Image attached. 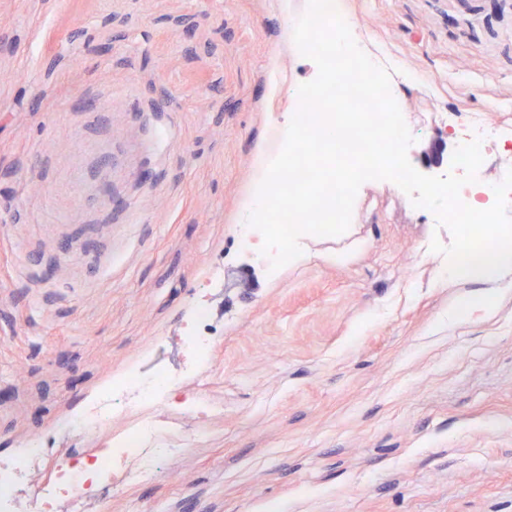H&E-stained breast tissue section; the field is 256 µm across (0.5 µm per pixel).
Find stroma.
<instances>
[{
	"mask_svg": "<svg viewBox=\"0 0 512 512\" xmlns=\"http://www.w3.org/2000/svg\"><path fill=\"white\" fill-rule=\"evenodd\" d=\"M343 2L368 56L428 85L398 101L415 168L443 134L453 170L441 113L512 126V0ZM307 3L0 0V450L107 447L67 425L113 382L189 369L198 304L217 342L180 394L222 415L157 401L180 456L84 512H512V276L440 286L451 233L388 180L278 271L244 248L317 75Z\"/></svg>",
	"mask_w": 512,
	"mask_h": 512,
	"instance_id": "1",
	"label": "stroma"
}]
</instances>
